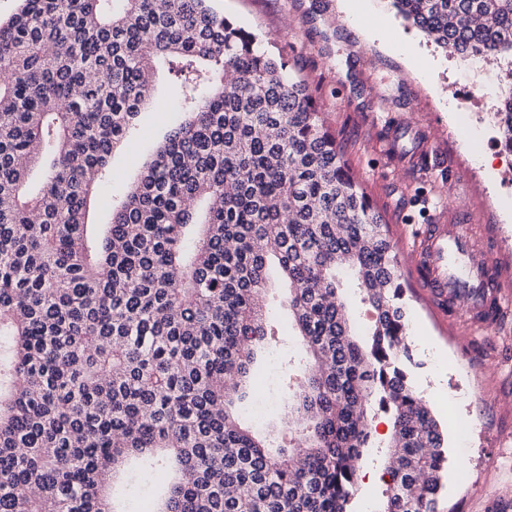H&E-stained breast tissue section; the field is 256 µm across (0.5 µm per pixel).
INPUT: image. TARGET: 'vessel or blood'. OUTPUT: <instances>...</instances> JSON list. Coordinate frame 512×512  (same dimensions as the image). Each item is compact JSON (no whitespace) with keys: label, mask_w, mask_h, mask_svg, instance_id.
<instances>
[{"label":"vessel or blood","mask_w":512,"mask_h":512,"mask_svg":"<svg viewBox=\"0 0 512 512\" xmlns=\"http://www.w3.org/2000/svg\"><path fill=\"white\" fill-rule=\"evenodd\" d=\"M411 271L422 295L439 315H446L452 295H465L468 304L456 319L472 331L489 326L482 317L486 300L499 305L506 301L495 259L466 225L453 220L425 226Z\"/></svg>","instance_id":"vessel-or-blood-1"}]
</instances>
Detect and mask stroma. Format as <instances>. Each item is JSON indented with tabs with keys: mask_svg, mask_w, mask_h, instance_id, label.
<instances>
[{
	"mask_svg": "<svg viewBox=\"0 0 512 512\" xmlns=\"http://www.w3.org/2000/svg\"><path fill=\"white\" fill-rule=\"evenodd\" d=\"M354 4L361 28L343 23ZM217 7L267 49L285 57L312 91L326 124L397 244L413 247L417 225L445 219L449 207L512 281V154L502 150L494 113L507 85V59L445 52L399 16L389 0H219ZM155 78L157 101L112 156L104 194L133 182L146 156L179 122ZM455 92L444 102L434 88ZM288 286L273 280L265 302L281 338L259 360L270 403L283 394L281 364L301 357L288 333ZM416 365L411 381L447 430L448 472L439 512H497L512 500V320L469 334L436 315L418 291L408 295Z\"/></svg>",
	"mask_w": 512,
	"mask_h": 512,
	"instance_id": "1",
	"label": "stroma"
}]
</instances>
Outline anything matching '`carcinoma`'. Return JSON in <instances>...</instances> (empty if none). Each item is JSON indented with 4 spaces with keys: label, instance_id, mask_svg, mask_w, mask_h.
I'll use <instances>...</instances> for the list:
<instances>
[{
    "label": "carcinoma",
    "instance_id": "obj_1",
    "mask_svg": "<svg viewBox=\"0 0 512 512\" xmlns=\"http://www.w3.org/2000/svg\"><path fill=\"white\" fill-rule=\"evenodd\" d=\"M214 2L20 0L0 19V512H135L141 484V512H351L377 406V512H438L447 441L409 379L397 244L309 87ZM392 4L450 53L512 56V0ZM160 67L185 118L95 234ZM496 115L512 151V94ZM273 264L307 355L284 370L286 442L234 412L275 336Z\"/></svg>",
    "mask_w": 512,
    "mask_h": 512
}]
</instances>
